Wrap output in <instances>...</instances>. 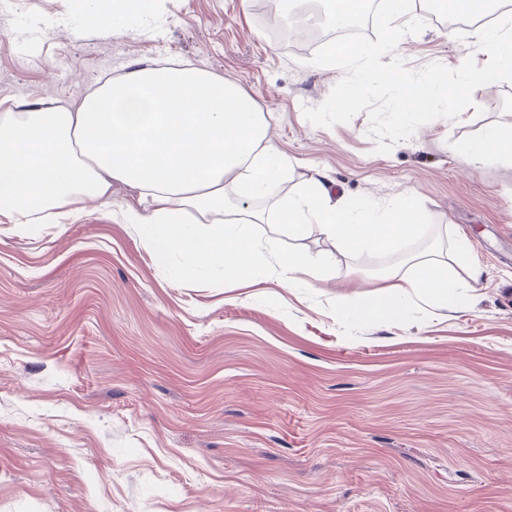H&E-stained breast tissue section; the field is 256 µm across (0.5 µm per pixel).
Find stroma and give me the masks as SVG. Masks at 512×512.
<instances>
[{
  "mask_svg": "<svg viewBox=\"0 0 512 512\" xmlns=\"http://www.w3.org/2000/svg\"><path fill=\"white\" fill-rule=\"evenodd\" d=\"M163 9L103 36L74 0H0V101L68 105L132 61L188 62L269 113L292 162L280 195L322 168L353 207L413 195L422 231L339 253L314 224L254 225L323 265L285 288L265 269L242 280L153 254L104 212L0 224V512H512V161L463 151L512 126V83L378 154L367 113L307 121L344 72L311 65L310 42L274 41L272 0ZM472 41L415 9L397 53L455 69ZM460 240L483 277L458 307L356 315L388 270Z\"/></svg>",
  "mask_w": 512,
  "mask_h": 512,
  "instance_id": "1",
  "label": "stroma"
}]
</instances>
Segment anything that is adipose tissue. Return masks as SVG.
Returning <instances> with one entry per match:
<instances>
[{"label": "adipose tissue", "instance_id": "1", "mask_svg": "<svg viewBox=\"0 0 512 512\" xmlns=\"http://www.w3.org/2000/svg\"><path fill=\"white\" fill-rule=\"evenodd\" d=\"M80 2L86 25L104 34H121L129 21L162 17L161 0ZM268 130L264 112L238 84L155 59L131 63L80 95L73 108L38 96L0 101V224L23 231L116 206L150 251L177 253L193 265H218L238 276L272 258L286 288L309 286L319 263L301 253L281 258L276 238L253 241L252 225L273 219L298 237L315 224L340 252L391 249L419 234L412 198L351 208L322 171L304 192L278 198L291 162ZM119 187L131 198L118 206L113 195ZM231 188L246 205L227 201ZM481 275L475 261L452 276L447 260L423 257L409 270L391 269L385 286L358 313L396 322L404 301L423 293L452 309Z\"/></svg>", "mask_w": 512, "mask_h": 512}]
</instances>
